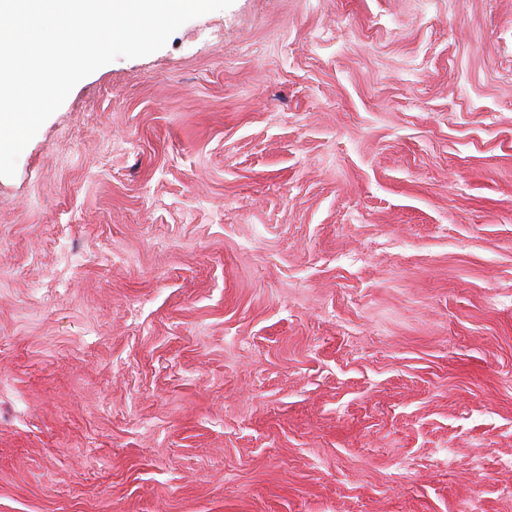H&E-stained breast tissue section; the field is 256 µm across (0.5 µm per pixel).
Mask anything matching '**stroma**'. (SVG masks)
Instances as JSON below:
<instances>
[{"mask_svg": "<svg viewBox=\"0 0 512 512\" xmlns=\"http://www.w3.org/2000/svg\"><path fill=\"white\" fill-rule=\"evenodd\" d=\"M512 0H234L0 177V512H512Z\"/></svg>", "mask_w": 512, "mask_h": 512, "instance_id": "obj_1", "label": "stroma"}]
</instances>
